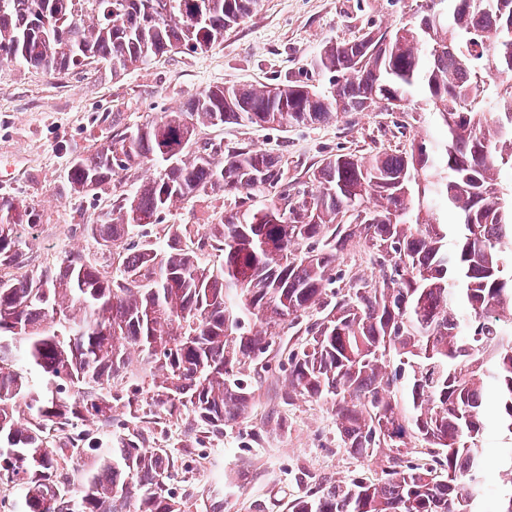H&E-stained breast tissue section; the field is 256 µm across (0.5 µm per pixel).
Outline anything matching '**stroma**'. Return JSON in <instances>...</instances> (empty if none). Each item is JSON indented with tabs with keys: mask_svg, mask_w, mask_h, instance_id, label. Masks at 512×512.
<instances>
[{
	"mask_svg": "<svg viewBox=\"0 0 512 512\" xmlns=\"http://www.w3.org/2000/svg\"><path fill=\"white\" fill-rule=\"evenodd\" d=\"M429 0H260L223 41L203 51L172 52L120 76L103 68L50 74L0 65V196L34 206L39 224L25 229L30 245L25 270L51 267L73 256H94L100 247L85 227L112 208L113 189L74 194L65 173L73 159L88 156L114 131L185 108L192 95L213 85L278 87L302 80L319 91L329 78L315 66L321 44L351 39L371 28H395L426 12ZM439 133L425 100L393 112L378 106L310 127H202L199 144L245 142L288 159L295 188L303 171L327 153L401 145ZM289 334L277 337L267 369L253 378L248 417L223 433L198 429L190 417L153 429L154 448L183 452L170 485L187 489L185 512H205L214 487L224 489V512H288L307 486L361 471L381 477L388 462L376 454L367 466L340 448L336 418L326 401L283 402ZM205 453L204 471L191 470Z\"/></svg>",
	"mask_w": 512,
	"mask_h": 512,
	"instance_id": "1",
	"label": "stroma"
}]
</instances>
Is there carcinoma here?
Returning a JSON list of instances; mask_svg holds the SVG:
<instances>
[{
	"label": "carcinoma",
	"mask_w": 512,
	"mask_h": 512,
	"mask_svg": "<svg viewBox=\"0 0 512 512\" xmlns=\"http://www.w3.org/2000/svg\"><path fill=\"white\" fill-rule=\"evenodd\" d=\"M258 2L0 0V61L118 76L212 47ZM438 4L436 21L322 44L325 93L300 81L277 95L212 86L73 161L77 194L153 173L85 227L120 274L74 257L0 274V485L19 494L13 512H183L174 459L141 432L105 444L86 423L110 429L123 408L221 431L249 413L248 370L282 325L305 337L288 354L283 401L331 402L356 458L393 450L380 478L322 482L288 512H483L487 384L512 437V0ZM417 91L442 120L440 140L330 154L292 194L283 154L195 141L200 127L311 126ZM257 190L274 195L256 205ZM218 192L233 206L204 234L171 224L151 238L174 205ZM37 223L31 205L0 197V270L23 263L20 230ZM192 236L217 263L182 245ZM355 241L379 279L336 272ZM133 352L141 388L127 379ZM417 452L425 462H404ZM82 455L95 464L74 467ZM497 500L495 512H512V480Z\"/></svg>",
	"instance_id": "obj_1"
}]
</instances>
